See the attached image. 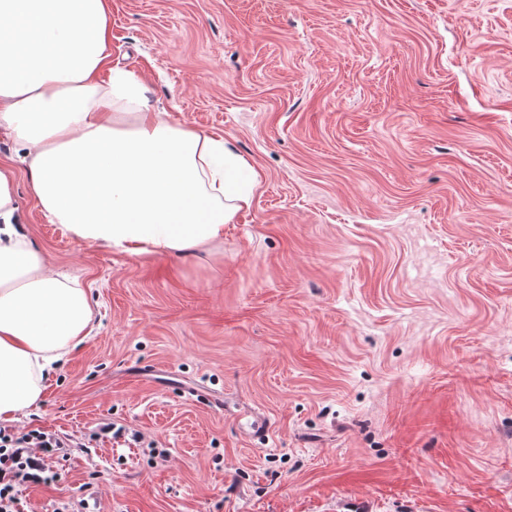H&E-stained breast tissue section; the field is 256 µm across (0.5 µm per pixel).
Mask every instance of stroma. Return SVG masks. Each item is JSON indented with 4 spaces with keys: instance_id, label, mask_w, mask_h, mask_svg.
<instances>
[{
    "instance_id": "1",
    "label": "stroma",
    "mask_w": 512,
    "mask_h": 512,
    "mask_svg": "<svg viewBox=\"0 0 512 512\" xmlns=\"http://www.w3.org/2000/svg\"><path fill=\"white\" fill-rule=\"evenodd\" d=\"M111 60L258 173L223 239L21 228L96 327L26 512H512V0H110ZM269 424L252 434L253 424Z\"/></svg>"
}]
</instances>
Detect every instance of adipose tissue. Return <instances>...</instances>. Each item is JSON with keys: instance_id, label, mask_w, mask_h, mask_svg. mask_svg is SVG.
Masks as SVG:
<instances>
[{"instance_id": "adipose-tissue-1", "label": "adipose tissue", "mask_w": 512, "mask_h": 512, "mask_svg": "<svg viewBox=\"0 0 512 512\" xmlns=\"http://www.w3.org/2000/svg\"><path fill=\"white\" fill-rule=\"evenodd\" d=\"M108 14L109 0H0V130L45 216L76 238L131 255L200 249L251 208L258 175L224 138L162 120L142 80L111 69ZM18 222L16 171L0 164L5 424L38 406L94 321L85 289Z\"/></svg>"}]
</instances>
